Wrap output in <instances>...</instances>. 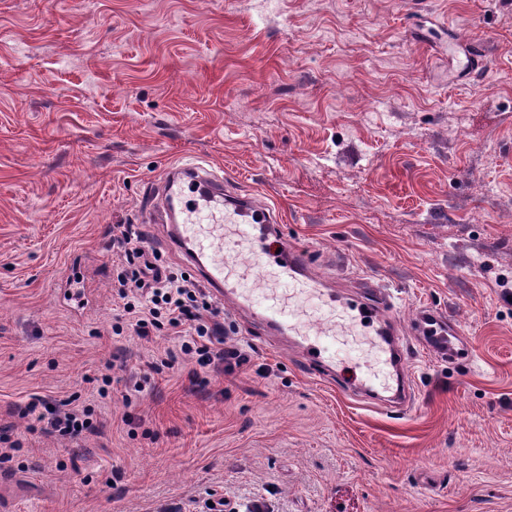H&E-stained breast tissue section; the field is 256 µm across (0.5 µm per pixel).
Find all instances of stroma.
<instances>
[{
	"instance_id": "35a3bbf8",
	"label": "stroma",
	"mask_w": 512,
	"mask_h": 512,
	"mask_svg": "<svg viewBox=\"0 0 512 512\" xmlns=\"http://www.w3.org/2000/svg\"><path fill=\"white\" fill-rule=\"evenodd\" d=\"M463 37L492 61L471 80ZM194 161L275 204L339 291L387 290L407 408L349 390L355 343L312 369L230 305L226 371L156 373L176 337L113 335L112 227ZM425 306L468 358L418 345ZM73 394L80 444L21 413ZM210 498L512 512V0H0V512Z\"/></svg>"
}]
</instances>
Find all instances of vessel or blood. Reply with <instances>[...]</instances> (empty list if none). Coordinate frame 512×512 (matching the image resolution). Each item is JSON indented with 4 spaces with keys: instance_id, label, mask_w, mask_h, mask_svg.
<instances>
[{
    "instance_id": "b4317fda",
    "label": "vessel or blood",
    "mask_w": 512,
    "mask_h": 512,
    "mask_svg": "<svg viewBox=\"0 0 512 512\" xmlns=\"http://www.w3.org/2000/svg\"><path fill=\"white\" fill-rule=\"evenodd\" d=\"M155 189L159 210L168 220L167 247L215 297L251 310L271 331L289 336L301 361L310 367L335 366L337 315L371 328L377 357L359 384L383 396L389 406L401 404L406 380L391 376L390 370L401 367L408 352L383 319L391 303L382 290L366 283L362 305L336 296L313 272L308 253L283 236L276 208L247 195H229L223 176L205 163L168 168ZM241 254L261 263L267 288L246 287L249 274L237 260ZM297 296L319 306L325 327L309 329L293 302Z\"/></svg>"
}]
</instances>
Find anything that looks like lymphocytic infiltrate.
<instances>
[{
  "mask_svg": "<svg viewBox=\"0 0 512 512\" xmlns=\"http://www.w3.org/2000/svg\"><path fill=\"white\" fill-rule=\"evenodd\" d=\"M115 241L119 263L112 288L123 303L125 321L115 324L113 333L128 327L144 339L160 332L181 337L178 350L165 353L169 365L182 354L205 366L227 362L224 325L205 291L194 280L161 264L159 256L148 253L132 225H120ZM91 426L89 410L67 400L52 403L47 432L77 440Z\"/></svg>",
  "mask_w": 512,
  "mask_h": 512,
  "instance_id": "1",
  "label": "lymphocytic infiltrate"
}]
</instances>
